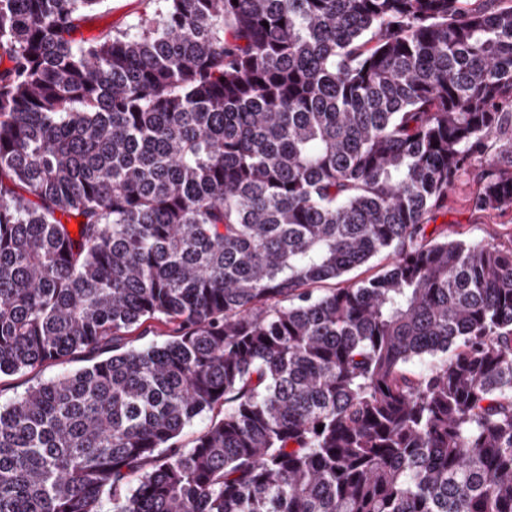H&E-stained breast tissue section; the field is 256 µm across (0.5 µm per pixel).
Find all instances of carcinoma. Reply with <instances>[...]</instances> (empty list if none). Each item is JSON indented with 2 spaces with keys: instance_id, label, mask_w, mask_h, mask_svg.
Here are the masks:
<instances>
[{
  "instance_id": "carcinoma-1",
  "label": "carcinoma",
  "mask_w": 512,
  "mask_h": 512,
  "mask_svg": "<svg viewBox=\"0 0 512 512\" xmlns=\"http://www.w3.org/2000/svg\"><path fill=\"white\" fill-rule=\"evenodd\" d=\"M103 2L0 0V376L105 355L0 512H512V248L425 232L489 139L512 209V0ZM155 6L145 0H106L91 20L82 23L81 32L85 38H92L108 30L131 29L145 11H152Z\"/></svg>"
}]
</instances>
